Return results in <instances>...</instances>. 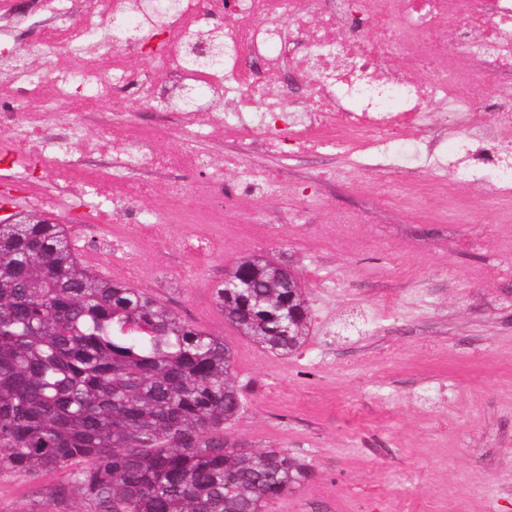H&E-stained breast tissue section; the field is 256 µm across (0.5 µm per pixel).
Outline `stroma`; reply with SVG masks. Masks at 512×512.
Here are the masks:
<instances>
[{"label": "stroma", "instance_id": "obj_1", "mask_svg": "<svg viewBox=\"0 0 512 512\" xmlns=\"http://www.w3.org/2000/svg\"><path fill=\"white\" fill-rule=\"evenodd\" d=\"M243 160L280 171L284 189L242 201L225 172L220 248L189 224L160 240L100 224L138 265L116 257L94 268L230 344L250 400L233 434L311 471L266 512H512V221L476 206L446 222L448 193L469 190L434 173H404L395 199L354 155ZM320 166L343 179L318 184ZM305 201L308 222L289 223ZM256 254L301 280L312 320L295 354L239 335L215 304V285ZM348 320L356 330L338 336ZM58 479L0 474V512H26Z\"/></svg>", "mask_w": 512, "mask_h": 512}]
</instances>
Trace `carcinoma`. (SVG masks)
I'll use <instances>...</instances> for the list:
<instances>
[{
	"instance_id": "1",
	"label": "carcinoma",
	"mask_w": 512,
	"mask_h": 512,
	"mask_svg": "<svg viewBox=\"0 0 512 512\" xmlns=\"http://www.w3.org/2000/svg\"><path fill=\"white\" fill-rule=\"evenodd\" d=\"M214 289L235 330L276 355L290 289L244 269ZM224 337L150 293L83 262L65 227L0 224V474L60 473L49 506L67 512H265L301 487L308 465L281 448L251 451L229 426L247 411Z\"/></svg>"
}]
</instances>
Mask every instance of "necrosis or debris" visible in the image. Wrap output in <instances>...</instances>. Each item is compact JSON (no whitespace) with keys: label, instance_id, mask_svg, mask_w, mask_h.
<instances>
[{"label":"necrosis or debris","instance_id":"necrosis-or-debris-1","mask_svg":"<svg viewBox=\"0 0 512 512\" xmlns=\"http://www.w3.org/2000/svg\"><path fill=\"white\" fill-rule=\"evenodd\" d=\"M158 0H87L80 25L46 27L30 44L44 61L35 71L0 51V126L11 128L16 153L37 159L51 177L24 164L0 169V186L26 192L37 206L64 204L72 183L85 186L82 208L112 223L128 215L145 234L171 224H220V196L194 191L205 172L223 185L234 169L240 191L276 194L278 170L245 163L235 154L204 163L202 138H234L249 150L325 154L354 144L369 150L381 185L396 191V171L408 159L420 171H447L470 185L475 201L512 200V155L500 133L512 128V104L487 89L481 104L464 94L487 72L512 74V0H181L178 12L159 11ZM225 21L224 59L205 75L188 71L184 56L218 21ZM458 30L461 51L448 48ZM151 43V74L135 77L131 62ZM415 57L427 81L404 66ZM284 73L274 87L265 75ZM52 99L32 110L44 83ZM208 89L204 122L166 109L183 86ZM153 111L149 121H118L106 105L125 102ZM462 124L447 152L437 153L405 130H426L434 106ZM96 126L87 138V126ZM177 138L175 151L160 140ZM170 178L164 201L154 199L146 173Z\"/></svg>","mask_w":512,"mask_h":512}]
</instances>
